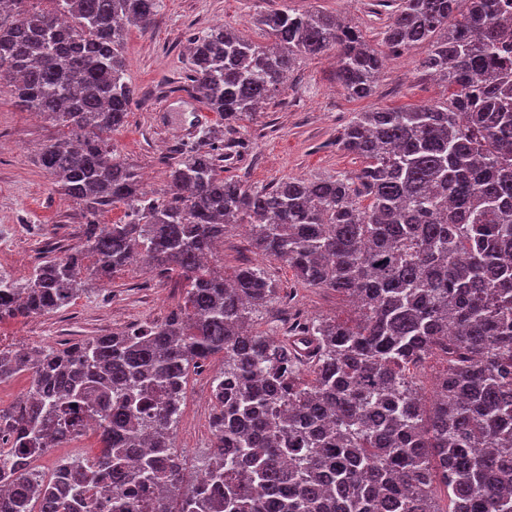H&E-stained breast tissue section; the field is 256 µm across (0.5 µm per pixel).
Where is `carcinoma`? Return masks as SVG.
I'll list each match as a JSON object with an SVG mask.
<instances>
[{
  "mask_svg": "<svg viewBox=\"0 0 512 512\" xmlns=\"http://www.w3.org/2000/svg\"><path fill=\"white\" fill-rule=\"evenodd\" d=\"M0 0V82L61 134L41 167L89 219L80 245L24 284L0 274V322L56 313L138 260L183 282L164 320L60 349H0V512H512V0H391L394 54L426 45L437 105L358 112L336 137L355 173L246 186L233 150H191L148 196L112 147L135 97L127 27L162 0ZM271 43L220 24L189 40L186 79L226 121L249 118L305 56L336 52V80L371 94L382 52L318 10L260 15ZM125 206L127 220L101 224ZM249 220L260 254L351 306L286 336L251 328L276 297L252 266L210 259ZM211 453L189 471L174 415L190 371L216 355ZM443 364L433 398L417 382ZM99 452L33 462L83 436ZM447 492L448 508L437 504ZM29 387L25 375L17 376L0 384V405L7 407L27 393Z\"/></svg>",
  "mask_w": 512,
  "mask_h": 512,
  "instance_id": "carcinoma-1",
  "label": "carcinoma"
}]
</instances>
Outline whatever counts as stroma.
I'll use <instances>...</instances> for the list:
<instances>
[{"instance_id": "35a3bbf8", "label": "stroma", "mask_w": 512, "mask_h": 512, "mask_svg": "<svg viewBox=\"0 0 512 512\" xmlns=\"http://www.w3.org/2000/svg\"><path fill=\"white\" fill-rule=\"evenodd\" d=\"M283 6L319 9L345 19L375 47L392 14L385 0H163L149 25L128 27L127 78L139 97L112 142L122 159L142 175L151 196L165 195L170 165L205 126L213 128L217 138L245 141V150L226 170L245 185H266L285 177L310 181L362 167L360 157L336 144L338 132L356 113L445 101V84L422 68L427 49L418 46L402 55H388L371 95L364 99L347 97L336 81L333 55H319L301 58L287 88L252 119L228 123L215 112L200 118L204 104L185 80L189 39L223 24L254 43L267 44L269 36L257 17ZM57 134L47 119L19 108L8 85L0 86V225L6 231L0 240V274L19 281L44 261L76 247L87 221L81 206L58 190L39 164L43 145ZM218 260L228 273L245 265L260 267L278 288L279 300L254 316L256 330L282 336L299 322L347 315L334 292L298 281L286 264L258 254L249 236L239 231L225 235ZM182 298L177 276L133 265L64 311L1 322L0 346L60 348L83 338L108 336L164 320ZM222 367L217 357L188 376L175 429L176 446L188 458H198L211 444V379Z\"/></svg>"}]
</instances>
